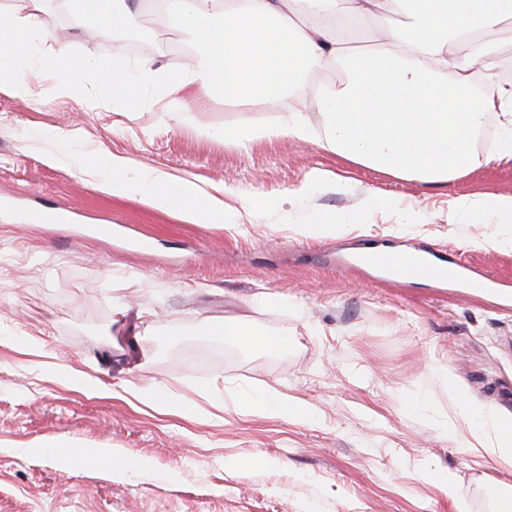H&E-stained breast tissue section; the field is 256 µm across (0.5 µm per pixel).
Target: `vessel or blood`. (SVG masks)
Segmentation results:
<instances>
[{"mask_svg":"<svg viewBox=\"0 0 512 512\" xmlns=\"http://www.w3.org/2000/svg\"><path fill=\"white\" fill-rule=\"evenodd\" d=\"M342 268L372 270L379 279H424L456 285L460 288H498L493 276L474 280L466 259L448 256L431 247L400 248L381 243L363 247L362 251L345 256Z\"/></svg>","mask_w":512,"mask_h":512,"instance_id":"vessel-or-blood-1","label":"vessel or blood"}]
</instances>
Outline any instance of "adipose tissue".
Here are the masks:
<instances>
[{
	"label": "adipose tissue",
	"instance_id": "1",
	"mask_svg": "<svg viewBox=\"0 0 512 512\" xmlns=\"http://www.w3.org/2000/svg\"><path fill=\"white\" fill-rule=\"evenodd\" d=\"M47 0H14L0 8V74L12 92H30L32 49L42 34ZM92 31L108 35L138 25L144 15L128 0H89ZM167 24L191 34L193 57L174 73L153 62L138 66L135 80L121 68L101 72L74 62L66 52L51 61L54 94L72 97L95 85L121 96L139 111L130 85L157 86L171 112L185 111L194 86L220 93L228 107L271 108L262 122L224 127L225 140L245 146L288 136L299 141L322 131L325 149L348 160L424 184L445 185L473 167L472 148L487 110L500 111L512 136V94L497 91L459 106L456 89L494 84L497 61L482 36L512 19V0H161ZM403 12L406 23L388 20ZM371 26L369 49H355L346 25ZM469 60H461L460 51ZM340 67L343 81L312 87L311 74ZM129 162L108 156L102 163L109 193L175 211L195 224L224 215L221 197L197 184L171 180L148 169L127 175ZM475 439L485 453L512 464V429L489 412L477 414Z\"/></svg>",
	"mask_w": 512,
	"mask_h": 512
}]
</instances>
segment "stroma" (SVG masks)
Wrapping results in <instances>:
<instances>
[{
    "label": "stroma",
    "mask_w": 512,
    "mask_h": 512,
    "mask_svg": "<svg viewBox=\"0 0 512 512\" xmlns=\"http://www.w3.org/2000/svg\"><path fill=\"white\" fill-rule=\"evenodd\" d=\"M33 93L0 89V512H500L512 466L471 448L468 411L512 416V309L431 282L388 287L340 270L337 256L369 242L462 252L477 272L512 286V223L489 209L450 215L455 196H512V152L491 125L481 163L446 185L354 164L318 140L282 136L241 147L224 99L192 88L189 123L92 89L52 93L57 50L109 69L153 60L182 68L186 35L158 15L141 27L85 35L60 6L43 17ZM90 164L108 155L131 173L167 172L224 195V219L190 224L102 188V179L50 164L55 134ZM321 181L308 182L313 171ZM393 208L366 209L370 195ZM257 200L243 207L244 198ZM67 226L25 214L56 205ZM363 211L359 224L347 214ZM339 221L313 237L312 215ZM112 224L116 238L91 234ZM145 312L139 340L112 322V304ZM227 320L283 337L269 353L227 341ZM70 367L104 395L55 376ZM164 385L178 416L138 402ZM244 392L282 394L305 416L239 406ZM417 409H409V402ZM61 436L67 463L37 451ZM95 448L140 460L111 474L85 465Z\"/></svg>",
    "instance_id": "1"
}]
</instances>
